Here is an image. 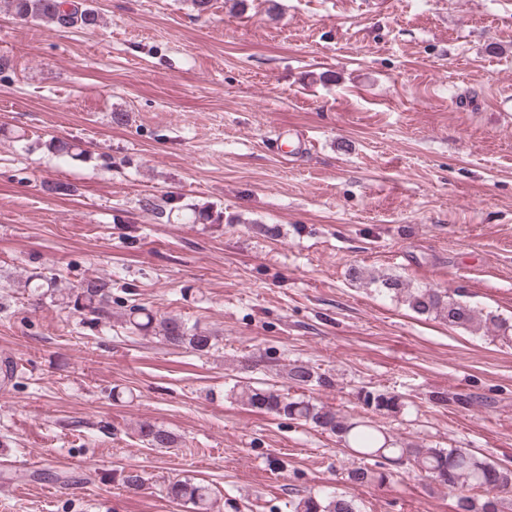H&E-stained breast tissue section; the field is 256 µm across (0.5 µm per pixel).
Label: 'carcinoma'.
<instances>
[{
  "label": "carcinoma",
  "mask_w": 512,
  "mask_h": 512,
  "mask_svg": "<svg viewBox=\"0 0 512 512\" xmlns=\"http://www.w3.org/2000/svg\"><path fill=\"white\" fill-rule=\"evenodd\" d=\"M6 12L24 21L53 23L61 28L87 29L98 25L99 14L83 0H0ZM375 290L405 303L419 315L434 316L450 326L471 331L483 330L492 339L512 343V324L499 316L484 313L461 295L447 289L414 287L396 275L369 278ZM24 287L41 295L58 296L61 304L95 320L112 318V283L109 279L89 278L64 292L56 287V278L41 274L26 277ZM129 328L160 337L172 347H188L204 354L215 346L216 337L189 326L175 316L156 318L144 308H132L125 316ZM288 379L296 386L330 388V375L306 364H294ZM229 395L248 407L298 420L323 433L336 436L358 457L374 461L355 465L347 472L352 485L382 484L388 478L377 470L383 462L409 465L434 488L455 498V512H502L503 501L512 496V467L488 461L466 448H424L401 442L389 435L373 417H395L403 412V397L386 389H360L357 399L371 416L347 418L331 406L310 399L293 397L269 387L234 384ZM140 437L154 448H169L175 442L172 433L152 423L139 426ZM172 500L192 506L193 512H211L208 486L190 480L169 484ZM292 512H361L356 501L343 493L316 492L291 503Z\"/></svg>",
  "instance_id": "obj_1"
}]
</instances>
